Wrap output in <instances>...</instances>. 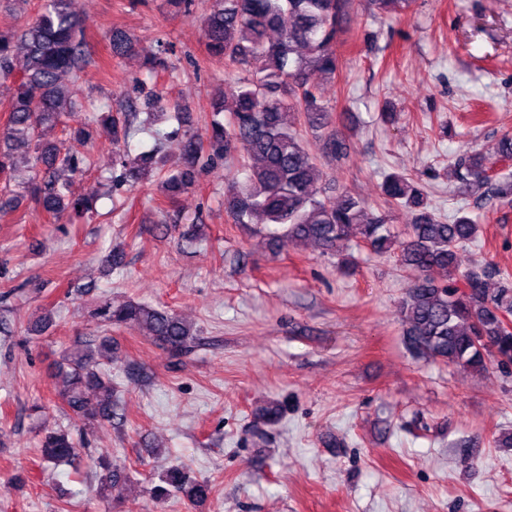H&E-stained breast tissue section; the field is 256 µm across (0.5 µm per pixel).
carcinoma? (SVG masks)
Returning <instances> with one entry per match:
<instances>
[{
    "instance_id": "obj_1",
    "label": "carcinoma",
    "mask_w": 512,
    "mask_h": 512,
    "mask_svg": "<svg viewBox=\"0 0 512 512\" xmlns=\"http://www.w3.org/2000/svg\"><path fill=\"white\" fill-rule=\"evenodd\" d=\"M351 0H212L204 18L208 54L224 59L227 72L237 74L231 103L214 104L215 119L207 139L224 159L241 163L244 179L224 194V210L235 224L248 225L262 218L271 251L313 242L323 252L336 254L364 247L374 254L397 250L402 265L413 279L401 301L399 313L405 325L404 340L417 356L442 361L464 372L482 374L491 361L512 365V331L502 316L512 315V278L504 277L494 290L487 287L491 272L473 268L458 275V252L473 242L477 221L460 212L450 223L438 219L418 180L411 174L389 173L380 185L383 201L411 214V223L397 229L384 211L348 191L323 198L319 182L323 173L306 149L297 129L304 119L313 132L331 123L330 108L322 92L308 81L311 71L336 77V44L343 33ZM276 37H270V34ZM112 56L135 52L134 40L124 34L110 38ZM168 42L157 40V51L143 62L151 76L165 72L175 77L179 68L168 59ZM90 63L75 0H43L37 15L20 30L0 33V78L13 79L14 94L8 101L6 124L0 129V181L22 162L31 176L21 190L0 193V213L16 208L26 196L51 217L70 211L83 214L93 208L99 193L74 197L59 182V172L81 171L87 156L73 146H87L93 126L109 134L115 164L125 181L137 183L160 175L165 198L175 199L195 183L194 165L201 137L182 129L186 109L159 99L148 101L147 116L112 113L76 98L74 83ZM69 73L72 83L61 82ZM71 112L89 113L88 122L70 128V147L45 139L46 131L65 126ZM227 112V119H217ZM174 120L168 133L157 124ZM150 131L154 144L132 153L131 142L139 132ZM183 132L181 161L169 166L161 156L162 141ZM464 185L488 181L484 157L467 155L453 164ZM125 253L117 247L103 257L114 272L125 267ZM442 270L440 282L430 271ZM96 315L108 328L130 326L146 331L158 345L175 354L194 348L196 332L182 318L149 304L128 302L119 306L105 300ZM112 358V341L98 336L66 352L52 373L55 395L91 429L112 421L117 404L112 378L101 362ZM80 442L65 430H48L40 440L42 459L53 465L70 462ZM100 489L123 495L129 481L124 469L104 458L94 462ZM212 492L207 481H197L177 464L170 465L152 488L155 498L180 495L193 504Z\"/></svg>"
}]
</instances>
